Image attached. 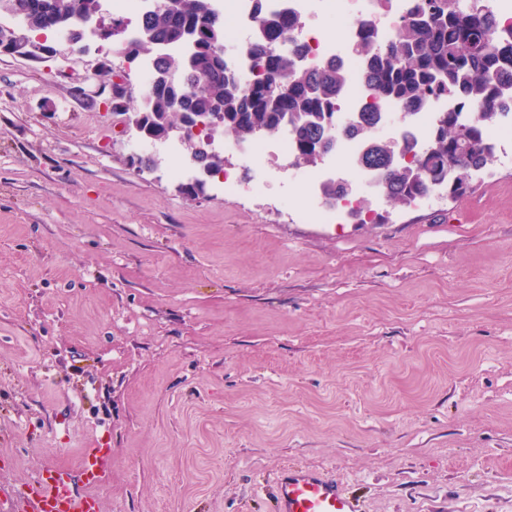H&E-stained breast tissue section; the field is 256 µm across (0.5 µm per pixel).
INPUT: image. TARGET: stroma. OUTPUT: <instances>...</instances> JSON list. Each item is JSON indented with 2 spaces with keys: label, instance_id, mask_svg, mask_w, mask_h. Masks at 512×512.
<instances>
[{
  "label": "stroma",
  "instance_id": "35a3bbf8",
  "mask_svg": "<svg viewBox=\"0 0 512 512\" xmlns=\"http://www.w3.org/2000/svg\"><path fill=\"white\" fill-rule=\"evenodd\" d=\"M44 42L0 52V512L92 447L99 512H275L289 466L361 512H512V144L331 228L271 152L192 199L165 145L131 163L136 64ZM109 453L104 448H88L83 458V475L88 486L102 484L107 478Z\"/></svg>",
  "mask_w": 512,
  "mask_h": 512
}]
</instances>
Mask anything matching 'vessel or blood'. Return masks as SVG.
<instances>
[{"label": "vessel or blood", "instance_id": "vessel-or-blood-1", "mask_svg": "<svg viewBox=\"0 0 512 512\" xmlns=\"http://www.w3.org/2000/svg\"><path fill=\"white\" fill-rule=\"evenodd\" d=\"M108 453L101 448L87 449L83 475L95 486L107 478ZM28 512H99L97 498L79 492L68 471L49 467L23 492ZM277 512H358L354 500L335 480L319 472L290 467L275 484Z\"/></svg>", "mask_w": 512, "mask_h": 512}]
</instances>
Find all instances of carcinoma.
Wrapping results in <instances>:
<instances>
[{"mask_svg": "<svg viewBox=\"0 0 512 512\" xmlns=\"http://www.w3.org/2000/svg\"><path fill=\"white\" fill-rule=\"evenodd\" d=\"M22 26L47 33L63 25H84L98 14L99 0H28ZM134 33L122 28L119 51L153 60L156 77L132 125L144 140H156L193 119L212 124L208 137L238 142L287 132L293 162L315 167L337 138L336 103L346 84L334 66L311 68L307 47L293 38L295 18L253 0L256 39L249 48L258 74L242 81L224 57V11L219 0H156ZM353 50L363 62L370 102L349 132L363 140L355 166L375 175L387 201L410 206L431 191L460 195L470 172L494 157L493 128L512 100V23L505 26L484 0H416L380 40L369 23L360 25ZM442 95L458 107L435 115L427 144L406 134L401 140L371 137L384 122L386 101L413 116Z\"/></svg>", "mask_w": 512, "mask_h": 512, "instance_id": "1", "label": "carcinoma"}]
</instances>
